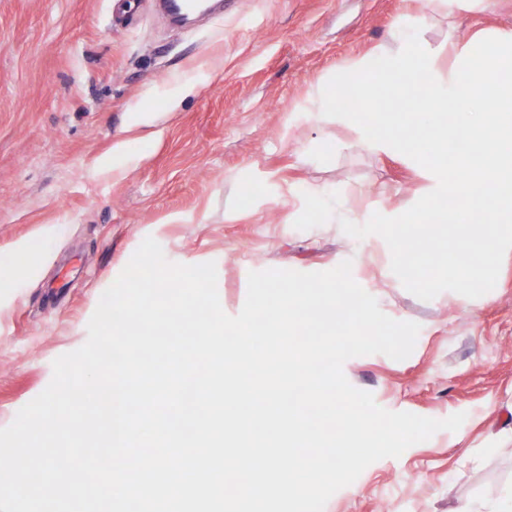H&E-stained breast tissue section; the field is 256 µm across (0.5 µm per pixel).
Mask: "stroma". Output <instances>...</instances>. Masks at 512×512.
I'll use <instances>...</instances> for the list:
<instances>
[{
  "label": "stroma",
  "mask_w": 512,
  "mask_h": 512,
  "mask_svg": "<svg viewBox=\"0 0 512 512\" xmlns=\"http://www.w3.org/2000/svg\"><path fill=\"white\" fill-rule=\"evenodd\" d=\"M453 67L449 40L512 31V0L422 18L417 0H224L176 26L158 0H0V428L80 348L103 292L146 237L168 261L215 262L225 313L248 275L354 280L397 321L411 355L353 357L343 372L389 411L458 431L369 465L324 512H462L512 486V250L493 290L424 301L391 270L386 242L346 235L412 203L430 173L375 152L313 98L398 26Z\"/></svg>",
  "instance_id": "35a3bbf8"
}]
</instances>
